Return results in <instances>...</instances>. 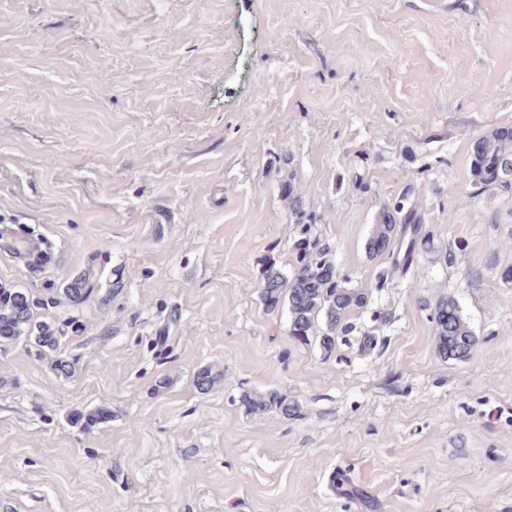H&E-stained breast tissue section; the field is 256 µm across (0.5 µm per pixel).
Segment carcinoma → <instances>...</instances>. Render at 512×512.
I'll return each mask as SVG.
<instances>
[{
	"mask_svg": "<svg viewBox=\"0 0 512 512\" xmlns=\"http://www.w3.org/2000/svg\"><path fill=\"white\" fill-rule=\"evenodd\" d=\"M470 167L473 185L479 192L493 186H512V127L497 128L478 139L472 148ZM282 195L292 224L291 271H282L273 251L262 255L258 260L260 300L271 314L288 312V335L295 342L306 345L316 339L330 355L338 340L356 331L350 317L368 306L369 293L351 286L349 277L339 270L330 246L318 232V217L305 208L292 181L282 183ZM419 223L421 217L407 192L383 206L379 224L366 244L370 257H390L388 265L379 271V283L406 273L416 252L433 248L432 237L416 228ZM94 277V272L86 271L64 288L72 303L79 305L91 296ZM34 308L27 293L0 288V341L25 337L41 353L58 350L63 331L46 320H33ZM429 319L441 358H470L478 338L453 298H439L430 308ZM219 382L220 374L210 366L200 368L194 375V385L202 393L211 391ZM240 404L251 415L275 411L283 419L293 420L304 414L298 401L278 389L246 391L240 396Z\"/></svg>",
	"mask_w": 512,
	"mask_h": 512,
	"instance_id": "1",
	"label": "carcinoma"
}]
</instances>
